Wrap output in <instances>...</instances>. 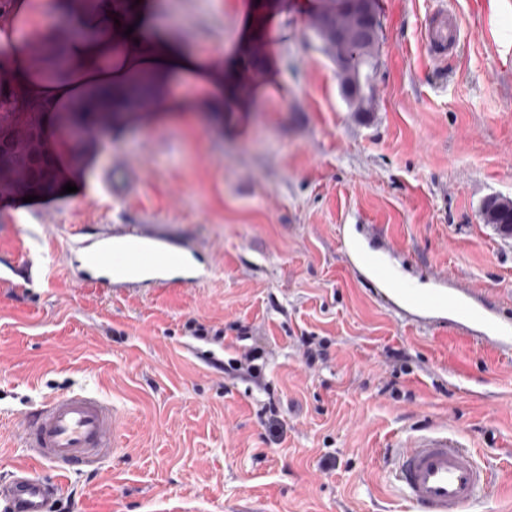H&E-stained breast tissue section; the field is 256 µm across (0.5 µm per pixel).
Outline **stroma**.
<instances>
[{
  "instance_id": "stroma-1",
  "label": "stroma",
  "mask_w": 512,
  "mask_h": 512,
  "mask_svg": "<svg viewBox=\"0 0 512 512\" xmlns=\"http://www.w3.org/2000/svg\"><path fill=\"white\" fill-rule=\"evenodd\" d=\"M444 5L462 41L433 64L426 16ZM325 0H140L162 30L159 57L185 53L206 80L162 68L154 106L127 100L68 164L46 224L0 220V480L27 463L16 435L44 400L107 398L121 441L97 468L64 478L55 512H407L390 445L457 433L499 483L480 512H512V354L477 343L452 315L396 311L356 259L388 254L413 287L467 288L512 326V237L482 205L512 199V0H376L373 101L357 112L316 35ZM255 13L251 40L239 18ZM265 45L250 54L252 42ZM262 80L260 96L247 94ZM129 166L125 200L70 209L99 175ZM161 225L193 244L198 284L162 290L73 283L77 231ZM206 339L193 336L191 320ZM246 326L266 349L267 389L224 366ZM326 357L307 369L300 339ZM407 353L394 366L390 352ZM275 401L283 442L262 408ZM336 467L324 469L328 457Z\"/></svg>"
}]
</instances>
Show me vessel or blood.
<instances>
[{
	"label": "vessel or blood",
	"instance_id": "b4317fda",
	"mask_svg": "<svg viewBox=\"0 0 512 512\" xmlns=\"http://www.w3.org/2000/svg\"><path fill=\"white\" fill-rule=\"evenodd\" d=\"M432 61L440 63L456 52L461 28L454 13L436 9L423 34ZM102 191L124 199L135 186L131 173L104 171ZM85 260H70L71 279L82 286L108 281L115 288L148 286L162 289L200 279L197 253L165 237L153 224H113L78 242ZM364 268L384 281L392 294L407 304L434 313L462 312L476 325V341L512 350V332L487 320L465 291L442 288L427 294L399 281L386 261L373 253L360 254ZM119 432V419L104 399L73 390L41 403L26 417L21 442L34 462L49 463L66 473L95 467L110 454ZM386 468L403 498L415 512H472L493 488L494 475L465 447L458 435L435 431L410 437L387 456ZM59 481L43 476L32 466H21L0 481V512H51L60 491Z\"/></svg>",
	"mask_w": 512,
	"mask_h": 512
}]
</instances>
